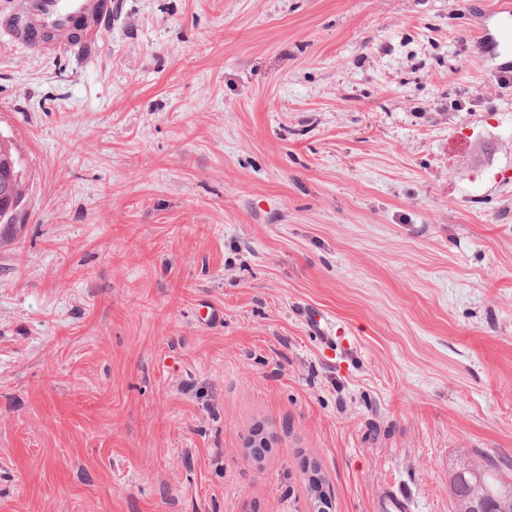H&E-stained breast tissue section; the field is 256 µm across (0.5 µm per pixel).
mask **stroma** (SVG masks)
<instances>
[{
    "mask_svg": "<svg viewBox=\"0 0 512 512\" xmlns=\"http://www.w3.org/2000/svg\"><path fill=\"white\" fill-rule=\"evenodd\" d=\"M493 3L112 0L92 50L0 44V512H310L311 464L331 512H452L512 458ZM0 219L17 216L23 203V168L18 155L6 151L0 157ZM0 221V223H1ZM4 224V223H1ZM451 495L455 508L454 511L463 512L461 510L468 507L472 499L485 497V489L475 480L462 482L455 486L453 478L451 482Z\"/></svg>",
    "mask_w": 512,
    "mask_h": 512,
    "instance_id": "35a3bbf8",
    "label": "stroma"
}]
</instances>
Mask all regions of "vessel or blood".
Wrapping results in <instances>:
<instances>
[{"label":"vessel or blood","mask_w":512,"mask_h":512,"mask_svg":"<svg viewBox=\"0 0 512 512\" xmlns=\"http://www.w3.org/2000/svg\"><path fill=\"white\" fill-rule=\"evenodd\" d=\"M25 25L0 27L11 41L41 47L43 34H51L60 46L77 40L90 44L112 12V0H24ZM495 36L478 34L477 43L492 42L497 53L512 55V0H497L490 12Z\"/></svg>","instance_id":"1"}]
</instances>
